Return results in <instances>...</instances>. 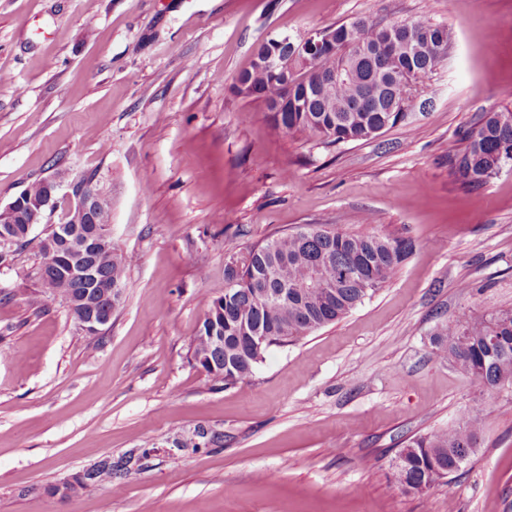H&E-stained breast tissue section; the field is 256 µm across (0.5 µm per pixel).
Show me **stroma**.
Returning <instances> with one entry per match:
<instances>
[{
  "label": "stroma",
  "mask_w": 512,
  "mask_h": 512,
  "mask_svg": "<svg viewBox=\"0 0 512 512\" xmlns=\"http://www.w3.org/2000/svg\"><path fill=\"white\" fill-rule=\"evenodd\" d=\"M363 16L451 34L408 121L327 147L233 93L267 37ZM504 108L512 0H0V206L98 173L112 244L137 257L96 336L32 275L47 224L0 267V512H512V388L475 391L432 342L442 322L512 308V167L477 190L448 167ZM308 226L411 249L344 318L214 386L188 357L226 261ZM471 418L466 466L403 492L399 451ZM199 424L223 447L153 456L116 493L43 491Z\"/></svg>",
  "instance_id": "obj_1"
}]
</instances>
